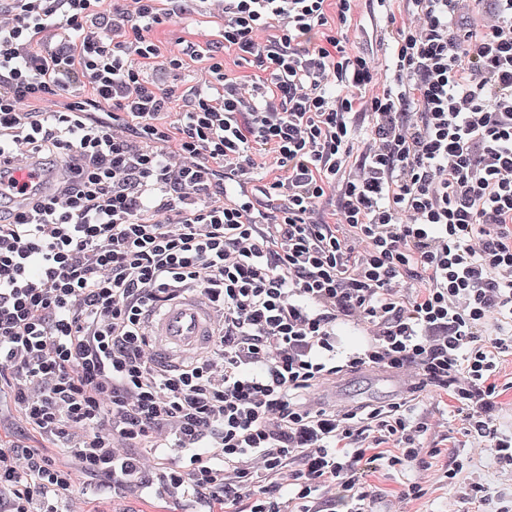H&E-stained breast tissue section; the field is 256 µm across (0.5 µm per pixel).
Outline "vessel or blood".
<instances>
[{"label": "vessel or blood", "mask_w": 512, "mask_h": 512, "mask_svg": "<svg viewBox=\"0 0 512 512\" xmlns=\"http://www.w3.org/2000/svg\"><path fill=\"white\" fill-rule=\"evenodd\" d=\"M24 181L32 183L34 194L53 189L54 183L40 161H33L22 171ZM217 319L213 309L199 295H188L171 302L148 321L153 338V357L175 363L205 349L214 334Z\"/></svg>", "instance_id": "1"}]
</instances>
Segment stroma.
Instances as JSON below:
<instances>
[{
	"label": "stroma",
	"mask_w": 512,
	"mask_h": 512,
	"mask_svg": "<svg viewBox=\"0 0 512 512\" xmlns=\"http://www.w3.org/2000/svg\"><path fill=\"white\" fill-rule=\"evenodd\" d=\"M383 27L384 20L374 11L370 0H359L357 15L348 31L351 45L373 52L379 59H387L390 47ZM223 31L221 7L208 4L207 0L194 13L154 30L152 36L164 53L178 54L191 44L200 55L199 60L188 61L183 68L160 74V82L179 93L201 85L205 80L202 58L221 41ZM396 377V372L388 369L366 368L324 385L311 399L314 405L339 412L403 400L414 404L425 417L428 423L425 445L440 449V456L423 464L414 462L395 468L379 465L369 469L365 481L372 494L374 512H457L460 494L474 482L489 486L512 512V471L502 468L477 441L464 440L452 406L436 403L422 391L393 390L391 382ZM455 460L461 461L463 467L450 481L445 470ZM414 482L422 486L424 496L410 501L402 499V489ZM108 483V478L100 477L95 481V490L72 489L66 499L67 507L71 512L180 510L178 503L164 499L123 496L113 492Z\"/></svg>",
	"instance_id": "obj_1"
}]
</instances>
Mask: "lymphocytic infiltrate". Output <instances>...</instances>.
I'll list each match as a JSON object with an SVG mask.
<instances>
[{
    "label": "lymphocytic infiltrate",
    "mask_w": 512,
    "mask_h": 512,
    "mask_svg": "<svg viewBox=\"0 0 512 512\" xmlns=\"http://www.w3.org/2000/svg\"><path fill=\"white\" fill-rule=\"evenodd\" d=\"M197 2L0 0V164L66 166L58 194L0 211V411L24 435L0 444V512H63L100 476L184 512H313L327 487L371 512L361 464L440 451L409 405L301 403L364 367H417L511 467L494 417L512 355V0L476 20L471 0H375L393 39L381 89L348 45L354 0H224V49L270 79L209 55L177 112L142 72L183 60L148 34ZM189 291L223 312L214 348L160 365L145 318ZM347 321L371 340L342 355ZM224 70L231 77H236L238 80L247 81L251 83V80L260 78L266 81L268 77L266 72H262L253 66L252 63H247L238 59L233 52L224 51Z\"/></svg>",
    "instance_id": "lymphocytic-infiltrate-1"
}]
</instances>
